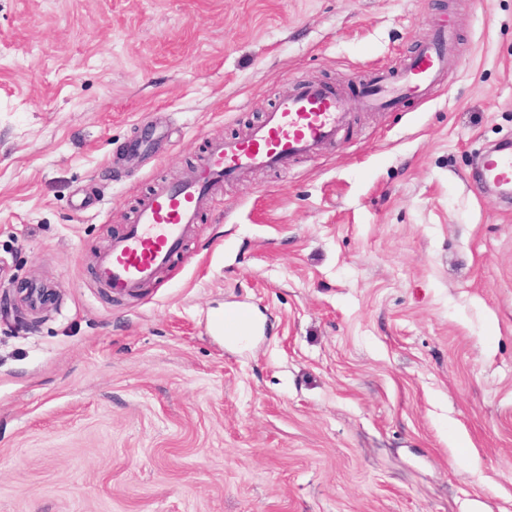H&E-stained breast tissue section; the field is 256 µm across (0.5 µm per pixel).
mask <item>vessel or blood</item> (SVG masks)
<instances>
[{
	"label": "vessel or blood",
	"instance_id": "vessel-or-blood-1",
	"mask_svg": "<svg viewBox=\"0 0 512 512\" xmlns=\"http://www.w3.org/2000/svg\"><path fill=\"white\" fill-rule=\"evenodd\" d=\"M452 40L448 28L436 27L402 64L397 80L382 74L363 88L362 105L390 109L407 97L426 95L448 64ZM347 121V101L339 88L320 82L295 84L246 137L212 142L192 176L178 183H160L140 200L132 223L99 255L98 282L114 294L138 292L169 266L224 180L315 154L335 141ZM476 185H492L502 195L512 194V151L482 153Z\"/></svg>",
	"mask_w": 512,
	"mask_h": 512
}]
</instances>
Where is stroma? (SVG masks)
Instances as JSON below:
<instances>
[{
    "mask_svg": "<svg viewBox=\"0 0 512 512\" xmlns=\"http://www.w3.org/2000/svg\"><path fill=\"white\" fill-rule=\"evenodd\" d=\"M443 17L428 97L363 108ZM300 81L345 94L336 141L102 288L156 182ZM511 142L512 0H0V512H512V199L468 188Z\"/></svg>",
    "mask_w": 512,
    "mask_h": 512,
    "instance_id": "35a3bbf8",
    "label": "stroma"
}]
</instances>
